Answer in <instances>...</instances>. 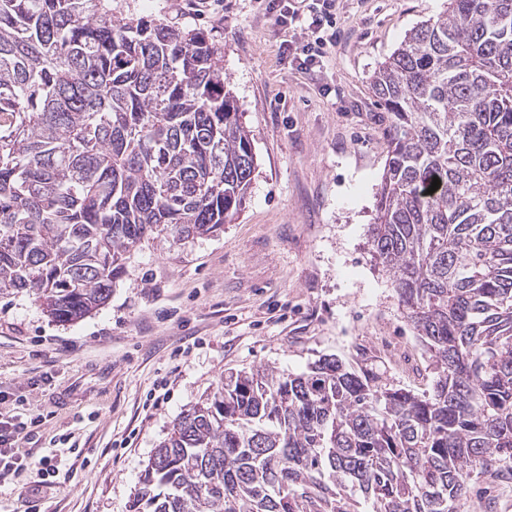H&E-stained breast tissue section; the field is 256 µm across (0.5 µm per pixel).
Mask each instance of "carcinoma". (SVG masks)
Instances as JSON below:
<instances>
[{"label":"carcinoma","instance_id":"obj_1","mask_svg":"<svg viewBox=\"0 0 512 512\" xmlns=\"http://www.w3.org/2000/svg\"><path fill=\"white\" fill-rule=\"evenodd\" d=\"M370 86L391 119L370 253L432 391L334 355L232 373L174 420L130 512H359L350 486L372 512H455L512 469V0H448ZM255 170L207 33L0 0V296L80 320L142 241L222 230Z\"/></svg>","mask_w":512,"mask_h":512}]
</instances>
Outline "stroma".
Here are the masks:
<instances>
[{
    "instance_id": "35a3bbf8",
    "label": "stroma",
    "mask_w": 512,
    "mask_h": 512,
    "mask_svg": "<svg viewBox=\"0 0 512 512\" xmlns=\"http://www.w3.org/2000/svg\"><path fill=\"white\" fill-rule=\"evenodd\" d=\"M447 6L342 0L336 42L306 74L283 63V36L257 0H112L114 12L200 28L223 48L257 166L236 220L143 242L91 316L57 323L27 294L0 298V412L40 417L39 447L69 437L85 459L32 506L0 487V512H129L173 421L231 372L299 374L334 355L430 390L428 356L369 252L390 124L370 81ZM375 336L412 350L414 366L390 362ZM458 512H512V484H471Z\"/></svg>"
}]
</instances>
